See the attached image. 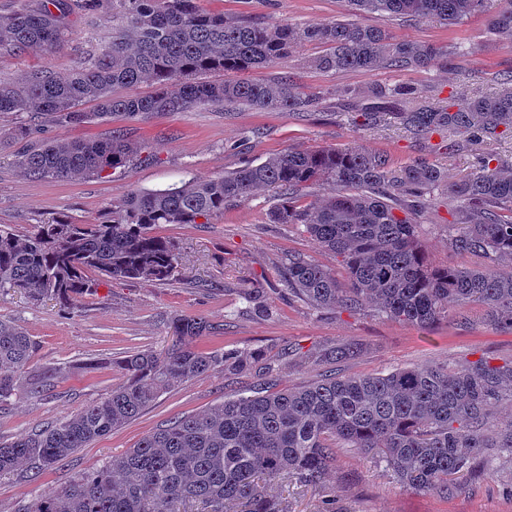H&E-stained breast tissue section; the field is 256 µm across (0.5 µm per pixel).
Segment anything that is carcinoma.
<instances>
[{"label": "carcinoma", "instance_id": "obj_1", "mask_svg": "<svg viewBox=\"0 0 512 512\" xmlns=\"http://www.w3.org/2000/svg\"><path fill=\"white\" fill-rule=\"evenodd\" d=\"M481 2L346 0V20L269 27L205 12L198 0H41L35 9L0 14V51L53 52L67 41L71 10L93 16L106 4L111 36L89 40L93 50L78 70L38 67L16 81L0 79V113L22 117L9 135L22 144L17 165L27 176L100 178L144 159L118 136L34 143L30 119L68 126L205 105L303 110L314 100L287 81H214L207 74L265 68L306 42L325 46L310 61L322 71L424 69L448 51L397 41L358 17H429L460 25ZM493 30L512 44V8L494 19ZM144 82L155 85L154 93H120ZM372 96L399 107L392 117L418 137L446 131L471 144L512 136V77L492 95L446 105L417 100L414 91L398 86L375 89ZM86 102L96 110H82ZM320 184L332 192L303 201V191ZM262 188L278 191L269 222L301 225L346 272L342 282L332 268L289 257L288 292L311 306L354 313L373 308L424 329L448 320L465 327L469 309L478 305L490 326L512 334V165L493 155L450 180L438 166L396 167L360 144L288 149L224 176L193 175L179 186L132 192L95 222L54 218L31 232L1 224L0 289L71 310L95 292L91 271L119 281H165L181 252L157 234L159 225L195 224ZM436 189L459 211L454 250L488 263L451 267L430 258L405 198ZM170 328L175 341L163 352L118 362L127 380L109 396L0 442V476L50 470L136 419L168 389L251 366L246 356L194 347L193 340L213 330L201 317L176 316ZM38 347L25 330L0 321L1 404L21 392L49 390L51 377L28 372ZM356 354V347L338 343L323 359L337 364ZM505 403L512 407V362L481 358L452 369L429 364L357 376L324 372L292 388L237 393L206 412L184 414L65 488L36 496L24 512H179L196 506L224 512L233 503L245 512H288L268 486L294 479L323 487L338 448L378 457L407 490L448 497L460 489L458 476L484 473L490 453L512 456V420L499 417Z\"/></svg>", "mask_w": 512, "mask_h": 512}]
</instances>
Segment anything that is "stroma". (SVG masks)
Returning a JSON list of instances; mask_svg holds the SVG:
<instances>
[{
	"label": "stroma",
	"mask_w": 512,
	"mask_h": 512,
	"mask_svg": "<svg viewBox=\"0 0 512 512\" xmlns=\"http://www.w3.org/2000/svg\"><path fill=\"white\" fill-rule=\"evenodd\" d=\"M199 5L234 20L270 25H309L346 17L343 0H199ZM511 6L512 0H483L480 10L460 26L435 19L362 16L363 24L382 26L396 39L452 48L444 65L414 71L322 72L310 65L322 53V45L305 43L285 61L253 72L256 80L289 78L299 92L315 100L305 112L204 106L142 120L37 127L38 139L120 135L145 155V163L103 178H29L15 163L18 144L5 136L0 139V224L25 232L59 216L89 223L101 219L112 203L131 191L166 189L195 174L220 176L288 149L356 142L387 152L394 165L419 159L441 167L452 179L473 170L491 153L511 164L510 139L452 150L447 136L418 140L390 117L371 130L357 124L358 112L377 106V99L368 95L376 87L409 86L436 103L452 96L496 92L500 79L512 75V44L497 36L491 23ZM85 29V16L75 13L61 52L0 55V78L17 79L34 65L64 69L80 65L88 50ZM276 199V190L263 189L202 223L158 227V234L173 241L183 257L171 281L103 279L96 292L72 310L60 309L52 300L35 303L24 294L0 291V320L35 337L39 348L31 366L52 376L44 396L21 394L0 408V442L108 396L126 380L119 360L137 352L157 353L170 345L168 325L174 316H197L214 326V333L196 339L197 347L255 357L250 371L216 374L167 390L137 419L77 450L52 470L35 477L24 473L0 477V512H18L37 495L62 489L79 474L100 468L170 420L222 403L225 395L266 385L281 390L312 381L327 368L324 350L339 342L360 349L356 357L337 364V371L345 375L433 363L453 368L482 357L496 364L512 360V334L488 326L477 307L470 312L468 328L442 322L420 329L373 312L318 310L289 295L281 277L288 257L318 261L340 277L345 271L299 226L270 223L268 213ZM448 211L443 199L424 209L418 227L421 240L439 262L481 264V257L452 248L457 229L450 224ZM255 292L268 306L267 315H259L247 303V295ZM272 492L290 512H316L325 493L335 498L338 512H512V456L495 457L484 477L466 480L461 491L446 498L405 490L384 465L355 449L340 448L324 489L281 480Z\"/></svg>",
	"instance_id": "obj_1"
}]
</instances>
